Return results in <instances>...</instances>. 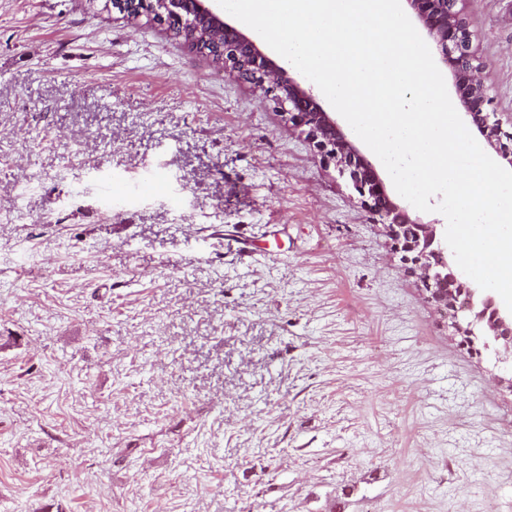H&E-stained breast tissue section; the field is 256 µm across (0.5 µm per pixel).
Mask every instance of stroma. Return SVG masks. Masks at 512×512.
<instances>
[{
  "instance_id": "35a3bbf8",
  "label": "stroma",
  "mask_w": 512,
  "mask_h": 512,
  "mask_svg": "<svg viewBox=\"0 0 512 512\" xmlns=\"http://www.w3.org/2000/svg\"><path fill=\"white\" fill-rule=\"evenodd\" d=\"M457 8L512 130V0ZM495 372L268 95L0 0V512H512Z\"/></svg>"
}]
</instances>
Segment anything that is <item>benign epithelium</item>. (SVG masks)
<instances>
[{"label":"benign epithelium","instance_id":"1","mask_svg":"<svg viewBox=\"0 0 512 512\" xmlns=\"http://www.w3.org/2000/svg\"><path fill=\"white\" fill-rule=\"evenodd\" d=\"M217 0H105L104 6L136 22L146 18L164 25L195 50L240 79L271 94L288 121L300 130L321 157L334 162L358 202L382 224L393 249L419 272L437 307L452 310L448 328L461 343L484 342L497 360L512 359V313L486 291L454 270L445 242V225L411 217L395 202L384 179L318 96L289 69L272 59L255 38L224 18ZM415 21L440 50L459 100L471 123L501 155L512 154V132L503 130L498 113L484 109L486 92L477 78L481 64L471 35L456 9L459 0H405ZM465 306L457 307L459 296Z\"/></svg>","mask_w":512,"mask_h":512}]
</instances>
